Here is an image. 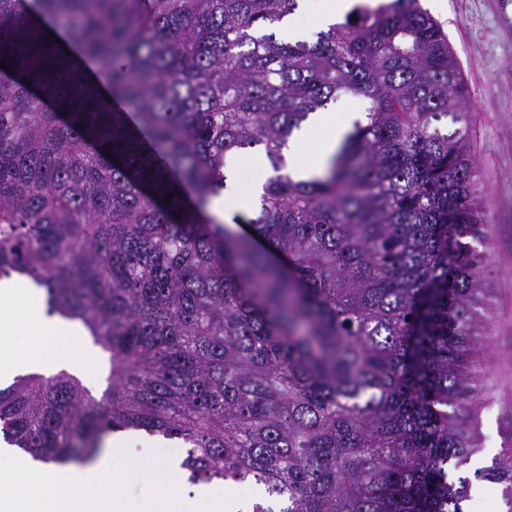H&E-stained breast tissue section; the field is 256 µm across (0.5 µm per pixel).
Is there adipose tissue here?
I'll return each mask as SVG.
<instances>
[{
	"mask_svg": "<svg viewBox=\"0 0 512 512\" xmlns=\"http://www.w3.org/2000/svg\"><path fill=\"white\" fill-rule=\"evenodd\" d=\"M353 121V112L346 108L314 113L288 142L290 171L303 179L322 174L340 136ZM3 299L21 301L22 317L32 330V338L24 348L0 351V381L22 370H50L41 342L48 338L68 341L75 336V329L43 314L38 289L0 282ZM136 442L133 436L113 441L111 451L93 463L69 469L19 460L9 448H0V463L10 465L9 471L0 470V487L7 489L6 494H0V512H174L182 491L162 478L142 487L138 497L122 495L125 478L116 468L115 459Z\"/></svg>",
	"mask_w": 512,
	"mask_h": 512,
	"instance_id": "obj_1",
	"label": "adipose tissue"
}]
</instances>
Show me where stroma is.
Segmentation results:
<instances>
[{"mask_svg": "<svg viewBox=\"0 0 512 512\" xmlns=\"http://www.w3.org/2000/svg\"><path fill=\"white\" fill-rule=\"evenodd\" d=\"M443 27L471 95L472 150L490 225L486 273L490 304L484 356L492 384L480 413L482 446L464 475L471 484L466 512H489L502 487L479 478L504 448L512 446V0H420ZM160 449L134 448L116 459L129 491L159 478Z\"/></svg>", "mask_w": 512, "mask_h": 512, "instance_id": "1", "label": "stroma"}]
</instances>
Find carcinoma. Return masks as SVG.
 I'll list each match as a JSON object with an SVG mask.
<instances>
[{"label":"carcinoma","mask_w":512,"mask_h":512,"mask_svg":"<svg viewBox=\"0 0 512 512\" xmlns=\"http://www.w3.org/2000/svg\"><path fill=\"white\" fill-rule=\"evenodd\" d=\"M297 6L0 0V279L44 289L109 367L98 398L17 377L0 434L59 464L121 430L177 438L190 484L256 489L246 512H463L491 245L461 68L420 0L277 37ZM343 95L364 119L293 178L288 136ZM256 147L274 175L233 219L254 237L210 205ZM481 477L511 505L512 448Z\"/></svg>","instance_id":"1"}]
</instances>
